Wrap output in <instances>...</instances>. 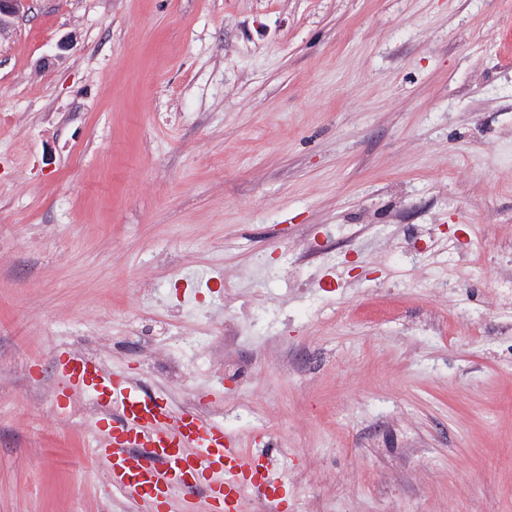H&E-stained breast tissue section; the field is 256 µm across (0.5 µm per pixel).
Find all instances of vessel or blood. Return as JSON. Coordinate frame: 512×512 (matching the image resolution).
<instances>
[{"instance_id":"1","label":"vessel or blood","mask_w":512,"mask_h":512,"mask_svg":"<svg viewBox=\"0 0 512 512\" xmlns=\"http://www.w3.org/2000/svg\"><path fill=\"white\" fill-rule=\"evenodd\" d=\"M61 375V411L70 410L76 393L99 392L101 435L91 454L139 512H169L175 497L179 512H244L257 497L268 512H286L285 479L223 424L174 409L125 372L82 354L66 353Z\"/></svg>"}]
</instances>
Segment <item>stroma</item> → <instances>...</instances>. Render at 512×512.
Returning <instances> with one entry per match:
<instances>
[{
	"label": "stroma",
	"mask_w": 512,
	"mask_h": 512,
	"mask_svg": "<svg viewBox=\"0 0 512 512\" xmlns=\"http://www.w3.org/2000/svg\"><path fill=\"white\" fill-rule=\"evenodd\" d=\"M65 351L223 422L288 512H512V0H31L0 512H138Z\"/></svg>",
	"instance_id": "35a3bbf8"
}]
</instances>
